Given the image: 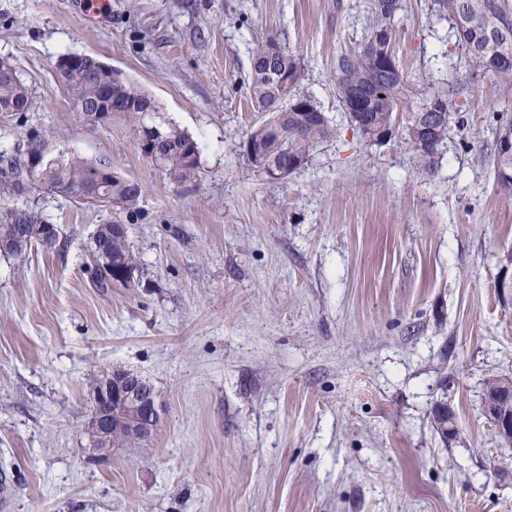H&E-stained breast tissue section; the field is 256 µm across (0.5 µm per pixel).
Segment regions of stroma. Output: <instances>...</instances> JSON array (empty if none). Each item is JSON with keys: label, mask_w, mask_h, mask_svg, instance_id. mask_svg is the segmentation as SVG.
I'll return each mask as SVG.
<instances>
[{"label": "stroma", "mask_w": 512, "mask_h": 512, "mask_svg": "<svg viewBox=\"0 0 512 512\" xmlns=\"http://www.w3.org/2000/svg\"><path fill=\"white\" fill-rule=\"evenodd\" d=\"M366 0H0V59L27 88L0 114V168L37 134L139 183L129 286L94 285L112 210L40 190L0 195L59 230L0 253V512H512V445L483 412L512 377V196L490 148L512 93L473 92L433 174L400 136L348 122L335 62L364 35ZM404 0L396 58L412 78L456 74L451 21ZM269 37L304 69L296 95L334 135L283 179L243 153L265 115L248 78ZM96 57L197 140L174 179L123 115L74 112L55 65ZM118 368L155 388L149 441L94 458L92 384ZM443 405L459 429L433 425Z\"/></svg>", "instance_id": "obj_1"}]
</instances>
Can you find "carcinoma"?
<instances>
[{
  "mask_svg": "<svg viewBox=\"0 0 512 512\" xmlns=\"http://www.w3.org/2000/svg\"><path fill=\"white\" fill-rule=\"evenodd\" d=\"M438 12L453 22L456 43L469 69L470 82L481 91L512 89V0H434ZM402 0H368V28L353 49L336 58V96L351 126L365 137L395 131L397 113L408 111L403 127L404 142L410 146L421 170L433 174L436 158L448 141L451 124L463 123L456 95L428 85L418 88L400 67L393 46L395 17ZM272 39L252 49L249 89L259 110L268 117L248 135L256 151L267 162H307L313 149L333 131L326 115L305 97L292 91L301 79L298 58L281 49L269 57ZM59 77L74 111L88 112L100 95L97 66L88 58L84 68L69 71L57 63ZM489 77L490 84L480 86ZM112 103L125 113L136 129L150 137V150L160 164L180 181L194 177L199 164L196 140L172 123L156 122L160 108L144 91L130 82L112 84ZM29 109L27 88L19 78L0 71V114H21ZM27 152L42 157V165L27 180L11 171L0 181V194L24 193L31 180L48 189L71 196L92 190L97 173L92 163L48 138H32ZM494 171L500 190L512 196V156L493 147ZM96 204H112L127 214L137 212L142 186L116 181L99 190ZM41 216L32 210L0 211V240L22 237L25 246L48 244L40 238ZM98 260L112 258V267L134 271L139 260L128 232L99 236L94 245Z\"/></svg>",
  "mask_w": 512,
  "mask_h": 512,
  "instance_id": "carcinoma-1",
  "label": "carcinoma"
}]
</instances>
